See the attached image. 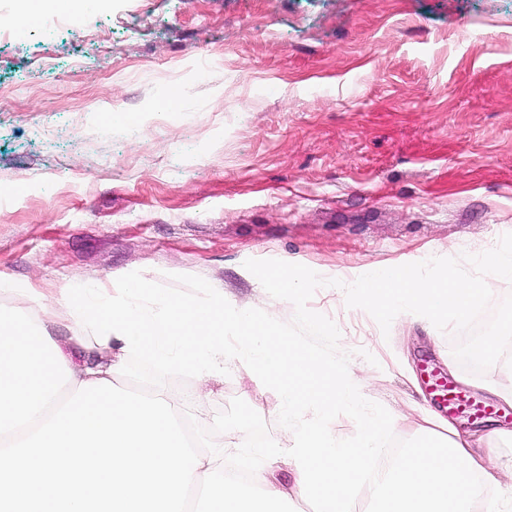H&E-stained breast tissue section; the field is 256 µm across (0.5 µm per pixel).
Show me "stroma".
I'll return each mask as SVG.
<instances>
[{"label": "stroma", "mask_w": 512, "mask_h": 512, "mask_svg": "<svg viewBox=\"0 0 512 512\" xmlns=\"http://www.w3.org/2000/svg\"><path fill=\"white\" fill-rule=\"evenodd\" d=\"M507 233L512 0H100L0 32V279L145 278L288 322L245 260L350 283ZM309 307L338 326L368 409L433 408L425 363L480 402L498 403L487 382L512 392L505 363L469 373L426 318L385 334L330 286ZM164 390L206 427L241 398L288 445L277 398L237 363L208 397L193 379Z\"/></svg>", "instance_id": "1"}]
</instances>
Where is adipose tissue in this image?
Wrapping results in <instances>:
<instances>
[{"mask_svg":"<svg viewBox=\"0 0 512 512\" xmlns=\"http://www.w3.org/2000/svg\"><path fill=\"white\" fill-rule=\"evenodd\" d=\"M3 291L11 306L35 313L47 332L59 325L70 330L73 351L65 362L72 377L63 386L69 397L82 383L115 380L129 354L205 383L223 380L225 361H237L278 398L285 421L302 419L287 453L291 492L314 501L317 512H355L353 489L364 483L375 512H512V494L481 498L482 485L500 483L491 445L512 441V430L462 433L422 407L411 416L416 438L388 467L367 477L365 463L378 453L394 417L366 415L361 388L287 336L272 316L226 306L220 295L204 301L159 296L144 278L127 281L119 297L96 283L54 288L43 296L0 280ZM229 330L237 344L226 343ZM341 408L363 418L358 443L339 440L328 429Z\"/></svg>","mask_w":512,"mask_h":512,"instance_id":"ef3b65f1","label":"adipose tissue"}]
</instances>
